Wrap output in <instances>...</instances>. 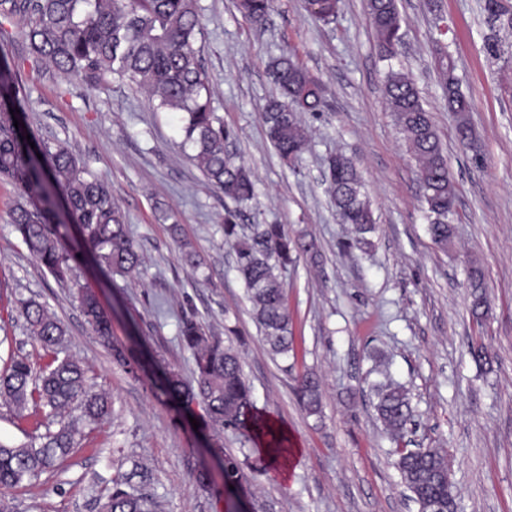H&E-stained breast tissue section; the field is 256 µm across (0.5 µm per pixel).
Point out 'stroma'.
I'll return each mask as SVG.
<instances>
[{
  "instance_id": "obj_1",
  "label": "stroma",
  "mask_w": 512,
  "mask_h": 512,
  "mask_svg": "<svg viewBox=\"0 0 512 512\" xmlns=\"http://www.w3.org/2000/svg\"><path fill=\"white\" fill-rule=\"evenodd\" d=\"M426 0H398L403 45L393 61L376 50L365 0H341L334 23L307 15L302 0H274L254 27L236 0H198L197 46L209 75L211 107L233 137L229 149L250 170L257 199L245 224H283L316 241L319 260L297 254L284 280L293 321V356L267 351L224 243L230 203L188 159L178 119L125 82L91 88L28 57L17 24L0 37V55L21 68L28 88L26 131L64 142L112 188L145 263L132 276H104L86 258L57 280L32 258L8 214L19 193L0 181V331L16 354L41 367L47 357L16 316L18 300L46 304L67 329L69 354L112 397V420L32 486L14 490L18 512H93L96 496L142 463L144 492L164 512H418L395 466V446L370 405V382L390 377L409 392L415 447L447 456L457 512H512V69L488 49L486 0H441L447 39L463 92L471 99L476 149L462 150L432 55L438 31ZM293 54L327 90L324 111L305 114L310 134L295 164L273 149L261 118L277 93L272 61ZM409 72L440 137L458 193L447 248L427 231L417 169L405 134L385 104L389 68ZM353 159L376 231L369 252L344 249L323 182L327 156ZM193 250L196 274L181 259ZM484 273L489 310L470 312V265ZM92 290L112 320L102 345L75 297ZM195 315L236 347L259 411L276 420L297 452L278 470L232 429L193 428L205 411L185 412L159 397L153 368L192 378L194 359L179 339ZM490 346L491 364L470 354ZM129 355L118 365L113 348ZM315 374L322 405L308 414L297 379ZM240 460L231 486L215 454ZM208 470L209 487L196 480Z\"/></svg>"
}]
</instances>
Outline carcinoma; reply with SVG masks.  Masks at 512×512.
Instances as JSON below:
<instances>
[{
	"mask_svg": "<svg viewBox=\"0 0 512 512\" xmlns=\"http://www.w3.org/2000/svg\"><path fill=\"white\" fill-rule=\"evenodd\" d=\"M302 4L310 17L323 23L335 21L339 12V0H302ZM237 8L244 18L261 26L272 0H237ZM366 8L379 55L388 61L396 58L401 35L397 0H366ZM486 10L492 27L512 28V4L487 0ZM13 20L20 24L28 54L59 74L95 88L106 87L114 79L127 80L156 109L180 114V132L183 144L193 150L192 162L236 205L225 212L224 243L233 251L253 320L270 354L288 358L294 352V336L282 272L294 253L302 251L315 258L319 251L314 241L290 236L283 224H255L249 234L237 224L241 211L255 201V186L247 170L226 150L231 132L211 108L209 78L196 47L202 34L197 0H0V25ZM433 55L448 111L455 115L456 138L467 148L477 137L469 118L471 101L462 92L454 60L441 42H435ZM271 67L279 95L267 100L262 118L279 155L294 160L308 142L301 114L323 111L325 87L292 55L273 60ZM385 92L389 110L403 128L409 153L418 164L427 230L444 249L452 236L457 195L439 135L417 84L407 74L390 72ZM27 98L18 65L0 57V179L14 182L19 190L11 224L22 243L42 267L65 279L76 255L62 244L58 210L63 208L98 264L111 273H137L143 254L129 234L111 187L91 175L63 143L37 142L32 147L21 128L14 126V121H23ZM12 109L17 114H11ZM324 166L327 193L340 223L354 233L346 246L371 247L373 211L355 163L336 153ZM469 280L472 313L481 319L487 313L482 272L471 269ZM77 297L100 342L112 347L111 320L96 296L80 287ZM18 314L28 336L49 361L36 375L27 358L9 349L0 371V397L11 406L17 425L32 427L23 441L0 440V512H18L7 491L54 470L81 446L84 426L101 425L112 414L110 396L88 384L87 369L78 360L62 355L67 336L64 324L34 298L21 301ZM180 339L193 353L194 376L187 381L180 373L168 371L161 393L178 399L188 410L201 404L212 424L235 429L249 441L262 438L284 454L283 439L269 431L256 409L238 351L206 331L193 315L181 319ZM297 391L307 412L319 414V380L306 373L297 379ZM370 395L376 419L388 437L397 444L404 442L415 425L407 390L388 381L373 386ZM398 453L397 468L419 512H443L451 494L447 454L440 448H400ZM135 476H144L136 463L128 477L113 484L100 504L101 512H159L155 497L126 489Z\"/></svg>",
	"mask_w": 512,
	"mask_h": 512,
	"instance_id": "carcinoma-1",
	"label": "carcinoma"
}]
</instances>
